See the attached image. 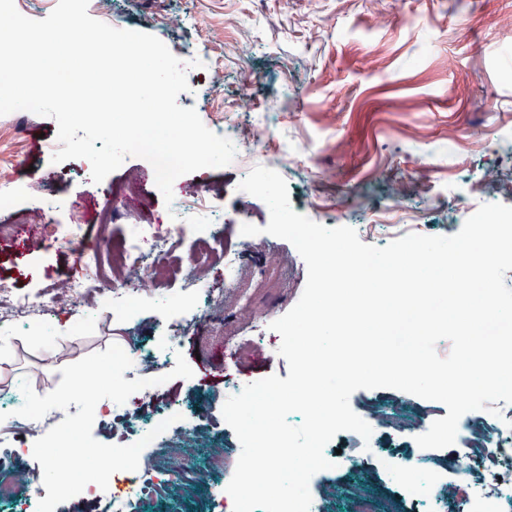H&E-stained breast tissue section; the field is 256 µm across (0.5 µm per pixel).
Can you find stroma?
I'll list each match as a JSON object with an SVG mask.
<instances>
[{
    "label": "stroma",
    "mask_w": 512,
    "mask_h": 512,
    "mask_svg": "<svg viewBox=\"0 0 512 512\" xmlns=\"http://www.w3.org/2000/svg\"><path fill=\"white\" fill-rule=\"evenodd\" d=\"M117 20L147 21L156 34L170 13H181L182 31L171 34L170 50L180 53L185 41L211 42V31L223 30L232 20L234 40L245 54L225 55L224 98L212 97L207 78L194 80L181 99L195 108L202 122L224 120V99L235 98L242 75L252 79L248 109L253 123L265 122L266 100L272 94L299 96L302 113L276 119L272 151L281 155L280 173L288 185L293 210L310 211L313 185L322 182L333 209L321 220L361 216L358 201L384 205L391 183L418 167H426L433 201L408 198L403 208L419 216L434 236H451L474 209L484 203L512 206L506 182L512 178V37L504 22L512 17V0H114ZM469 23V37H461L460 23ZM57 133L53 118L31 112L0 116V153L10 156L17 177L53 176L63 206L80 200L105 202L107 182L122 178L124 168L149 169L145 159L130 156L123 169L107 182L94 183L82 159L53 162L47 150ZM494 136L484 146L479 134ZM387 176L375 179L374 168ZM498 168L502 183L487 184V169ZM239 170L204 168L184 175L187 185L210 190V200L232 225L235 211L225 202V190L237 182ZM76 270L71 248L52 245L25 251L0 242V281L23 293H36L47 276L66 277ZM211 288L224 295V314L201 320L185 340L182 354L192 368L190 378H174L156 386L145 408L158 400H176L194 416L207 438L222 444L225 473L233 472L241 451L235 431L222 416L226 400L225 374L257 381L270 375L287 378V362L271 353L243 365L219 366L213 360L217 341L225 332L248 333L247 311L287 313L299 300L307 281V267L288 241L257 235L241 261L234 280L223 267H213ZM162 298L152 295L134 327L113 320L110 305H99L94 323L86 314L44 315L37 330L0 332V380H29L38 395L54 390L61 370L111 344L127 346L129 337L152 344ZM315 484L335 485L331 512H349L344 489L354 482L370 484L375 494L393 491L389 477L371 468L347 464L319 472Z\"/></svg>",
    "instance_id": "stroma-1"
}]
</instances>
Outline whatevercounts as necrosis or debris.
<instances>
[{
    "label": "necrosis or debris",
    "instance_id": "4bbe7bcc",
    "mask_svg": "<svg viewBox=\"0 0 512 512\" xmlns=\"http://www.w3.org/2000/svg\"><path fill=\"white\" fill-rule=\"evenodd\" d=\"M250 97L247 82H240L237 97L228 101L224 135L236 147L233 167L249 173L252 155L261 140L270 137V128L244 122L241 110ZM148 174L138 170L125 173L124 182L112 185L108 201L99 208L83 203L79 216L67 224L54 223L52 188L43 178L21 180L7 163H0V207H13L26 196L45 201L42 211L29 222L35 228L27 243L35 249L53 241L69 245L81 267L79 274L57 280L47 278L36 294H22L0 284V327L26 326L37 316L57 311L93 312L100 302L112 305L113 317L133 322L148 292L164 291L162 322L175 341L188 335L196 317L216 318L224 310V296L207 288V269L218 264L234 270L248 252L249 237L224 235L222 216L208 205V192L190 189L182 182L173 184L171 211L159 214L145 194ZM404 184L393 189L389 204L369 208L368 223L359 225L358 236L369 242L376 235L399 239L407 234H426L424 224L400 221ZM100 224H123L120 236H101L97 246H85L83 227L89 219ZM168 225L159 234V225ZM407 392L397 390L390 396L370 400L360 416L373 435L390 434L398 438L397 451L370 449L365 464L386 473L411 499L413 512H446L449 498L462 495L469 512H512V408L494 416L485 410L465 413L459 420L452 454H437L420 448L417 436L425 433L434 420L432 401L416 405L409 417H402L398 405L407 400ZM140 398L131 395L121 405L97 404L95 424L108 433L113 444L129 445L172 415H180L181 425L167 426L157 437L156 452L142 451L136 471L124 473L128 493L113 497V512H131L133 506L166 495L170 482L169 460L181 457L187 442L195 436L191 415L182 413L170 400L151 414L139 411ZM11 424L19 431L7 451L0 453V501L18 506L45 498L40 489L14 463L16 454L31 447V431L40 423L11 415Z\"/></svg>",
    "mask_w": 512,
    "mask_h": 512
}]
</instances>
